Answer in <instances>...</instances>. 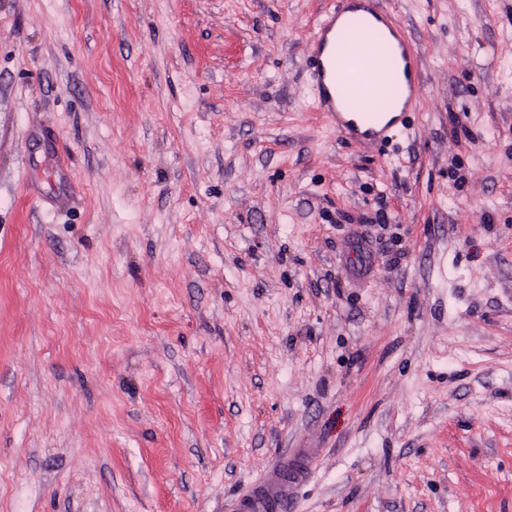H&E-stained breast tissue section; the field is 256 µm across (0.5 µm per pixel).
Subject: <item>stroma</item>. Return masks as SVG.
I'll return each instance as SVG.
<instances>
[{"mask_svg": "<svg viewBox=\"0 0 512 512\" xmlns=\"http://www.w3.org/2000/svg\"><path fill=\"white\" fill-rule=\"evenodd\" d=\"M335 2L0 0V512H235L305 444L286 512H512V0H380L381 147L314 105Z\"/></svg>", "mask_w": 512, "mask_h": 512, "instance_id": "stroma-1", "label": "stroma"}]
</instances>
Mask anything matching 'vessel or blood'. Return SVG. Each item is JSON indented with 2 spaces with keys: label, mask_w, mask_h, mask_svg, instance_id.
Listing matches in <instances>:
<instances>
[{
  "label": "vessel or blood",
  "mask_w": 512,
  "mask_h": 512,
  "mask_svg": "<svg viewBox=\"0 0 512 512\" xmlns=\"http://www.w3.org/2000/svg\"><path fill=\"white\" fill-rule=\"evenodd\" d=\"M306 64L318 111L345 138L385 142L391 128L404 122L418 103V55L401 26L377 12L374 0H339L311 34ZM381 66L389 79L405 87L404 101L395 112L361 111L363 98L371 92V77ZM314 455L311 448L283 453L239 497L237 512H284L297 475Z\"/></svg>",
  "instance_id": "1"
}]
</instances>
